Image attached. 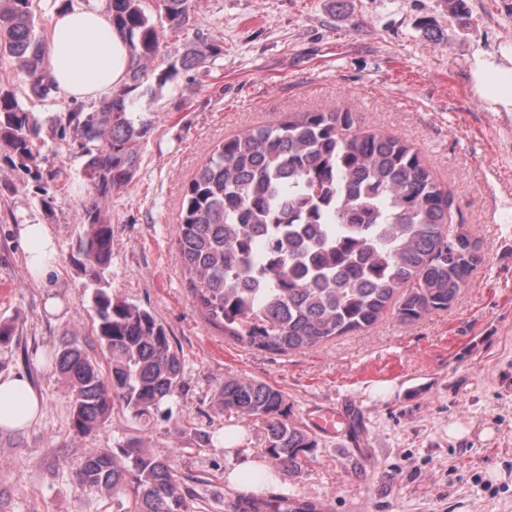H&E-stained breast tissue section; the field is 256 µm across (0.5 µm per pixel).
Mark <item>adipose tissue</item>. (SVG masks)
<instances>
[{"mask_svg": "<svg viewBox=\"0 0 512 512\" xmlns=\"http://www.w3.org/2000/svg\"><path fill=\"white\" fill-rule=\"evenodd\" d=\"M128 50L102 9L72 7L55 12L47 39L45 71L66 96L100 102L126 80ZM472 89L491 111L512 112V43L494 53H477L471 66ZM21 241L27 266L38 279L53 271L56 248L46 225L24 224ZM43 404L27 376L0 375V430H19L42 415Z\"/></svg>", "mask_w": 512, "mask_h": 512, "instance_id": "1", "label": "adipose tissue"}]
</instances>
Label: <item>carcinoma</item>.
Masks as SVG:
<instances>
[{
	"instance_id": "cac0c4a2",
	"label": "carcinoma",
	"mask_w": 512,
	"mask_h": 512,
	"mask_svg": "<svg viewBox=\"0 0 512 512\" xmlns=\"http://www.w3.org/2000/svg\"><path fill=\"white\" fill-rule=\"evenodd\" d=\"M105 8L128 46L126 82L108 99L38 115L0 86V151L13 163L40 179L43 149L64 148L82 161L78 267L109 371L75 338L55 354L78 434L103 427L117 406L145 427L182 387V363L162 323L112 294L106 205L133 183L152 130L138 101L182 71H209L223 53L200 39L187 43L152 86L160 30L182 32L193 0H106ZM45 54L34 0H0V57L16 63L29 95L51 103ZM176 246L205 315L238 343L281 355L366 331L389 313L413 323L445 311L484 262L454 194L413 145L342 106L285 116L215 145L184 190ZM215 400L222 414L264 426L263 452L277 468L298 471L318 446L290 422L287 398L271 384L226 378ZM76 479L84 491L112 493L118 512H189L170 461L135 439L85 457Z\"/></svg>"
}]
</instances>
